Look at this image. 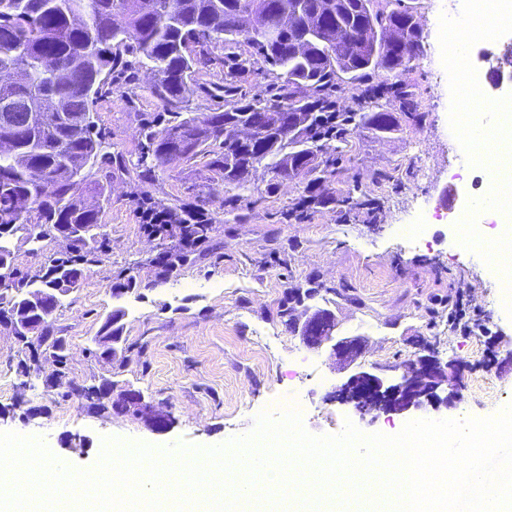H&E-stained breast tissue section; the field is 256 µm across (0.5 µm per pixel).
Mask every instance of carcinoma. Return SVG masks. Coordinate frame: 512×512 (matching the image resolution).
Wrapping results in <instances>:
<instances>
[{"label": "carcinoma", "mask_w": 512, "mask_h": 512, "mask_svg": "<svg viewBox=\"0 0 512 512\" xmlns=\"http://www.w3.org/2000/svg\"><path fill=\"white\" fill-rule=\"evenodd\" d=\"M379 0H0V68L13 69L0 81V265L10 268L0 287V327L20 336L17 370L26 373L46 354L67 370L68 351L51 343L35 348L23 338L17 307L26 299L58 287L81 288L85 270L96 261L99 214L108 200L106 186L94 178L111 162L109 145L99 133L90 110L93 99L113 74L128 66L125 56L139 58L157 76L151 92L166 105L184 102L195 74L208 66L205 47H227L242 37L251 55L224 53V85L217 92L240 94L237 80L262 62L273 83L266 98L245 99L230 110L184 115L174 112L164 128L142 124L148 151L136 168L149 174L175 155L190 164L200 161L224 186L242 189L258 169L281 180L308 179L320 184L336 174V162L320 161L322 146L313 136L320 123V105L342 81L353 83L382 68L399 75L421 52L411 7L395 0L381 10ZM258 13L262 25L276 31L273 40L262 33L236 28L240 14ZM326 14L325 25L305 29V20ZM391 28L401 32L397 47L374 48L375 34ZM344 32L336 39L337 31ZM358 123L381 134L399 129V117L383 107L363 112ZM267 126L256 140L226 139L224 127ZM287 128L291 136L284 135ZM211 225L190 224L179 247L170 254L173 265L187 261L207 238ZM22 232L32 250L46 238L62 250L45 271L29 277L18 271L8 246ZM123 317L108 316L89 353L109 359L121 342ZM111 380L89 387L69 384L65 397L76 396L93 406L112 400Z\"/></svg>", "instance_id": "obj_1"}]
</instances>
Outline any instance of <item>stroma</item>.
<instances>
[{"label":"stroma","instance_id":"1","mask_svg":"<svg viewBox=\"0 0 512 512\" xmlns=\"http://www.w3.org/2000/svg\"><path fill=\"white\" fill-rule=\"evenodd\" d=\"M423 31L420 55L396 76L384 70L340 84L339 101L364 89L377 105L401 112L393 86L401 84L417 104V119H402L399 131L374 134L349 127L328 148L336 174L322 187L323 205L307 218L291 219L310 193L306 180L280 181L267 193L269 175H258L244 196L254 206L244 219L224 212L225 189L203 165L173 160L150 178L136 171L114 175L110 203L100 213V248L82 287L54 316L57 335L68 342L67 376L84 385L112 379L117 387L140 389L173 425L151 431L142 418L113 409H92L49 386L51 362L22 378L18 346L0 328V432L41 438L65 464L94 469L103 440L115 437L157 448L183 443L213 447L246 435L257 415L280 416L281 403L303 400L305 429L339 434L352 422L366 434L403 428L404 415L359 416L331 401L340 380L327 351L307 348L280 315V302L294 288L316 287L320 305L336 315L339 331L366 341L365 360L399 375L411 359L414 337H425L441 361L462 368L465 388L451 408L425 407L420 419L488 417L512 405V364L505 360L512 336V300L489 260L459 239L446 221L443 200L456 172V129L448 115L465 104L438 76L440 33L433 17L442 0H405ZM215 62L196 76L185 106L191 112L233 108L235 98H214L209 87L223 83L222 44L211 47ZM145 69L132 66L114 76L93 110L113 152L137 162L147 149L141 122L163 121L167 107L149 89ZM153 205L193 204L212 230L189 261L160 276L156 260L170 239L144 231L137 210L143 197ZM427 214L421 237L410 241L398 227ZM133 289H122L126 279ZM477 307L480 327L462 334L449 315L456 300ZM123 311L122 343L112 359L89 354L106 317Z\"/></svg>","mask_w":512,"mask_h":512}]
</instances>
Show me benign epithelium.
<instances>
[{
  "instance_id": "1",
  "label": "benign epithelium",
  "mask_w": 512,
  "mask_h": 512,
  "mask_svg": "<svg viewBox=\"0 0 512 512\" xmlns=\"http://www.w3.org/2000/svg\"><path fill=\"white\" fill-rule=\"evenodd\" d=\"M314 288L292 290L288 302L302 307L301 316H288V327L302 343L313 350L329 351L343 377L331 398L350 405L361 414H411L429 404L450 407L464 388L462 374L453 361L443 363L424 340L416 342V351L399 376L388 378L379 367L363 362L364 346L358 336L338 333L336 315L329 308L310 303ZM127 405L140 411L151 428L164 432L170 428L169 415L160 413L133 388L121 391Z\"/></svg>"
}]
</instances>
